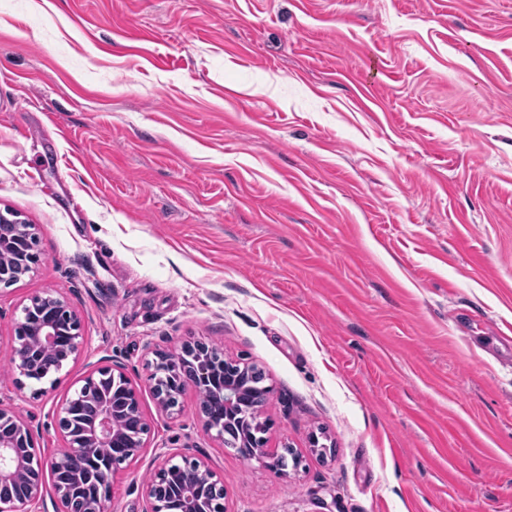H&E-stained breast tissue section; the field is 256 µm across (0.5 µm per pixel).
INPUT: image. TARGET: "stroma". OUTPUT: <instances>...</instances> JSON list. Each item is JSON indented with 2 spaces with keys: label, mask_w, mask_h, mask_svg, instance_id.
<instances>
[{
  "label": "stroma",
  "mask_w": 512,
  "mask_h": 512,
  "mask_svg": "<svg viewBox=\"0 0 512 512\" xmlns=\"http://www.w3.org/2000/svg\"><path fill=\"white\" fill-rule=\"evenodd\" d=\"M1 211L43 261L0 287V405L50 459L113 364L150 424L109 512L163 453L228 512H512V0H0ZM44 294L82 320L51 382L7 353ZM194 341L263 370L299 469L158 409Z\"/></svg>",
  "instance_id": "obj_1"
}]
</instances>
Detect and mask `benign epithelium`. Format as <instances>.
<instances>
[{
	"mask_svg": "<svg viewBox=\"0 0 512 512\" xmlns=\"http://www.w3.org/2000/svg\"><path fill=\"white\" fill-rule=\"evenodd\" d=\"M0 285L8 287L42 261L36 233L16 215L0 213ZM82 324L62 297L34 296L21 308L8 348L12 365L28 379L42 381L62 370L79 353ZM150 381L159 409H181L190 388L206 387L211 400L199 406L208 432L244 458L259 457L274 472L296 469L300 454L288 446H267L261 410L271 388L251 382L253 366L224 357L202 341L179 352L153 351ZM58 433L63 442L49 462L38 456L28 424L0 407V512H41L46 484L52 477L55 512H107L110 480L147 447L150 426L139 407L136 390L125 375L103 366L57 403ZM143 512H226L224 484L200 459L162 456L144 486Z\"/></svg>",
	"mask_w": 512,
	"mask_h": 512,
	"instance_id": "benign-epithelium-1",
	"label": "benign epithelium"
}]
</instances>
